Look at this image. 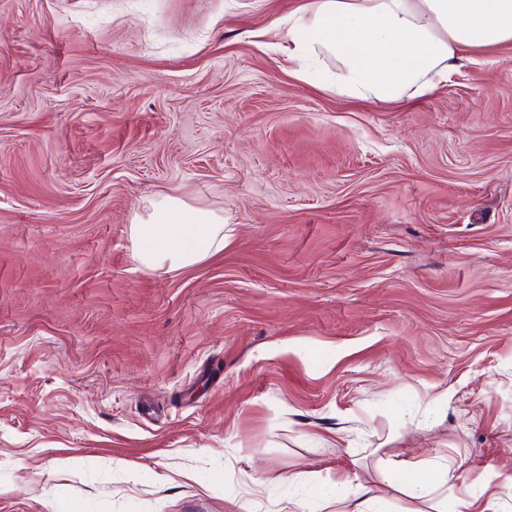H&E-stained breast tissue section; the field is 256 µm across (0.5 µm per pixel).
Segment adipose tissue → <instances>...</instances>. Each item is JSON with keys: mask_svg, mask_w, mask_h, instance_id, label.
Returning <instances> with one entry per match:
<instances>
[{"mask_svg": "<svg viewBox=\"0 0 512 512\" xmlns=\"http://www.w3.org/2000/svg\"><path fill=\"white\" fill-rule=\"evenodd\" d=\"M297 76L311 57L338 63L337 94L401 102L448 81L461 50L512 42V0H310L288 18ZM130 237L146 269L174 272L223 252L224 218L162 195L135 214Z\"/></svg>", "mask_w": 512, "mask_h": 512, "instance_id": "obj_1", "label": "adipose tissue"}]
</instances>
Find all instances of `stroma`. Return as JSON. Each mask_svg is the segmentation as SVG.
I'll return each mask as SVG.
<instances>
[{"instance_id":"1","label":"stroma","mask_w":512,"mask_h":512,"mask_svg":"<svg viewBox=\"0 0 512 512\" xmlns=\"http://www.w3.org/2000/svg\"><path fill=\"white\" fill-rule=\"evenodd\" d=\"M308 2L0 0V512H512V43L350 99ZM160 194L223 253L142 267Z\"/></svg>"}]
</instances>
